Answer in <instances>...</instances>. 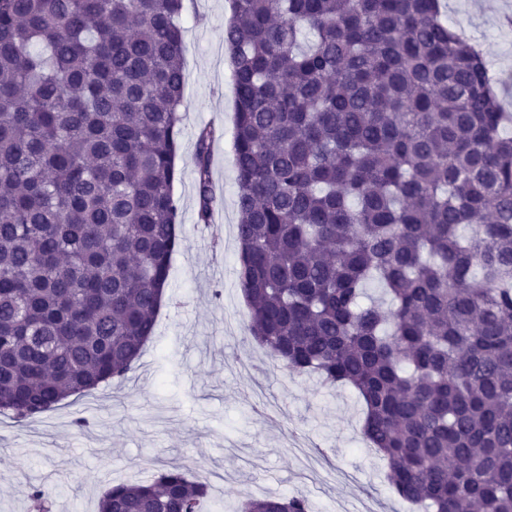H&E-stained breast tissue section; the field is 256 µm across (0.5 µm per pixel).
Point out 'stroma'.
<instances>
[{"instance_id":"stroma-1","label":"stroma","mask_w":512,"mask_h":512,"mask_svg":"<svg viewBox=\"0 0 512 512\" xmlns=\"http://www.w3.org/2000/svg\"><path fill=\"white\" fill-rule=\"evenodd\" d=\"M185 92L175 194L184 238L171 261L156 334L123 381L99 387L20 426L0 423V512H30L26 490L43 485L54 512H98L113 483L178 465L204 479L221 512L247 497L301 495L313 512H414L385 480L383 461L361 434L362 406L345 386L292 375L253 342L237 284L235 90L224 59L229 0H183ZM449 25L478 41L501 77L512 112V0H441ZM215 127L213 184L222 206L197 223L195 134ZM83 419L87 428L78 429ZM360 477V501L344 477Z\"/></svg>"}]
</instances>
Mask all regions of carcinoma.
<instances>
[{
  "label": "carcinoma",
  "instance_id": "carcinoma-1",
  "mask_svg": "<svg viewBox=\"0 0 512 512\" xmlns=\"http://www.w3.org/2000/svg\"><path fill=\"white\" fill-rule=\"evenodd\" d=\"M238 287L426 512H512V113L440 0H230ZM183 0H0V415L123 380L180 248ZM196 133L197 223L217 204ZM377 280L388 302L364 301ZM35 512H52L42 486ZM177 467L98 512H208ZM239 512H312L304 496Z\"/></svg>",
  "mask_w": 512,
  "mask_h": 512
}]
</instances>
